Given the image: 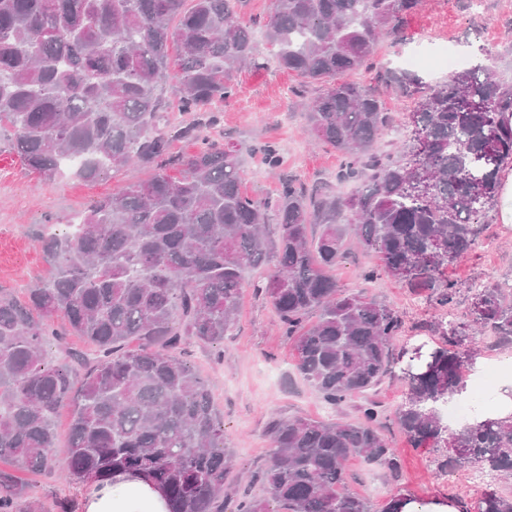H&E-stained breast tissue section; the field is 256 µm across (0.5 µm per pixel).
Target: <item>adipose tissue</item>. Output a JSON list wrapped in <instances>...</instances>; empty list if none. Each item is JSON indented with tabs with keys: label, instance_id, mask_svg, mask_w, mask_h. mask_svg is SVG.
<instances>
[{
	"label": "adipose tissue",
	"instance_id": "obj_1",
	"mask_svg": "<svg viewBox=\"0 0 512 512\" xmlns=\"http://www.w3.org/2000/svg\"><path fill=\"white\" fill-rule=\"evenodd\" d=\"M81 512H167L164 493L147 479L117 476L112 483L86 481Z\"/></svg>",
	"mask_w": 512,
	"mask_h": 512
}]
</instances>
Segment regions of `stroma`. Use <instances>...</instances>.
<instances>
[{"instance_id":"obj_1","label":"stroma","mask_w":512,"mask_h":512,"mask_svg":"<svg viewBox=\"0 0 512 512\" xmlns=\"http://www.w3.org/2000/svg\"><path fill=\"white\" fill-rule=\"evenodd\" d=\"M256 49L258 66L236 73L234 96L217 109L219 132L243 149V191L276 196L280 172L268 169L261 155L252 150L253 145L271 141L279 146L282 172L310 187L321 183L336 193H347L348 185L336 180L340 156L330 147L314 145L306 131L304 106L321 94V85L302 83L294 73L271 67L272 51L264 36H257ZM448 52L460 59L462 67L485 64L498 79L512 84V0H421L417 10L404 19L400 40L382 37L373 58L376 64L400 70L411 55L436 57ZM149 174V169L133 165L94 181L73 174L44 181L30 173L17 154L0 151V289L21 296L46 275L34 229L50 224L56 231H66L73 217L94 200ZM485 237L493 241V248L477 246L448 269L449 280L457 285L455 311L466 310L471 284L512 280V224L493 218ZM378 264L376 255L351 244L336 275L344 288L365 291L402 316L403 329L392 341L394 351L399 352L424 341L418 327L429 319L432 307L425 295L413 294L392 281H364V270ZM181 356L212 387L232 455L231 476L240 491L250 495L264 494L252 477L269 462L266 428L272 413L317 419L357 415L356 400L328 408L300 377L291 342L278 331L271 306L252 288L244 290L234 335L207 346L185 342ZM403 394L401 382L392 377L376 395L382 409L380 430L396 452L398 476L354 457L346 469L348 489L368 498L371 512H381L386 500L399 492L424 501L451 497L471 504L478 489L469 485L467 472L445 476L438 469L445 449L411 447L399 430L394 414ZM69 422V409H62L56 419L60 466L51 473L29 475V496L17 502V512H29L33 501L40 505L38 512H59L63 500L71 512H79V485L65 481L62 468Z\"/></svg>"}]
</instances>
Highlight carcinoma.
I'll return each mask as SVG.
<instances>
[{"mask_svg":"<svg viewBox=\"0 0 512 512\" xmlns=\"http://www.w3.org/2000/svg\"><path fill=\"white\" fill-rule=\"evenodd\" d=\"M244 0H0V144L40 179L65 166L85 180L137 162L153 175L95 201L73 230L42 228L35 239L48 275L17 300L0 291V460L19 471L56 465L54 417L72 408L64 478L110 481L143 476L160 487L169 512H224L231 455L208 381L179 349L232 335L248 271L292 343L299 374L329 406L360 396V421L272 415L263 498L236 497V512H370L346 488L354 456L397 474L394 449L378 430L370 398L397 376L405 389L395 421L415 448L448 449L440 470L476 469L512 477V422L486 415L455 433L441 406L463 393L476 337L512 347V288L471 289L465 314L451 306L448 266L473 251L489 224L512 163V84L477 64L428 84L396 69L376 79L418 95L410 136L398 156L377 143L393 126L378 95L346 75L367 65L383 36L398 37L420 0H271L256 19ZM275 48V67L320 83L305 112L317 145L342 159L346 196L308 193L283 176L273 198L241 191V147L198 130L214 127L213 107L235 93L233 75L256 65L253 27ZM180 48L179 56L170 46ZM194 121L170 126L165 89ZM200 149L176 157L172 137ZM494 146L498 164H483ZM278 170L276 143L255 147ZM380 259L382 276L427 299L426 322L442 340L436 368L395 374V310L336 278L347 238ZM316 321L309 323L310 315ZM66 337L53 363L45 345ZM27 484L0 470V512H14ZM467 512H512V496L484 488Z\"/></svg>","mask_w":512,"mask_h":512,"instance_id":"1","label":"carcinoma"}]
</instances>
